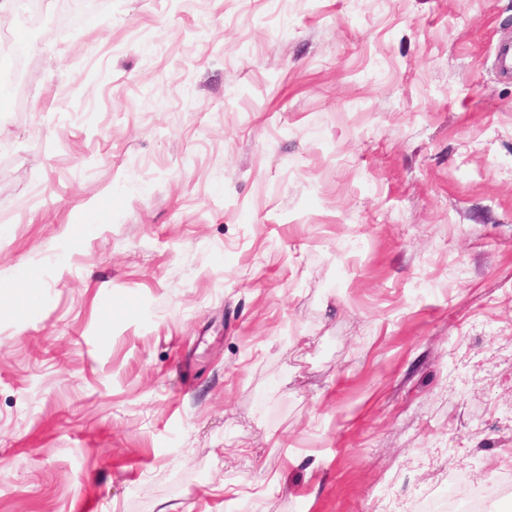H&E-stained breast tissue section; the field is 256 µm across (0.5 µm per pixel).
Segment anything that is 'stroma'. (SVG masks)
Returning a JSON list of instances; mask_svg holds the SVG:
<instances>
[{"instance_id":"obj_1","label":"stroma","mask_w":512,"mask_h":512,"mask_svg":"<svg viewBox=\"0 0 512 512\" xmlns=\"http://www.w3.org/2000/svg\"><path fill=\"white\" fill-rule=\"evenodd\" d=\"M506 29L512 0H105L27 31L0 283L40 299L0 317V512L505 485Z\"/></svg>"}]
</instances>
